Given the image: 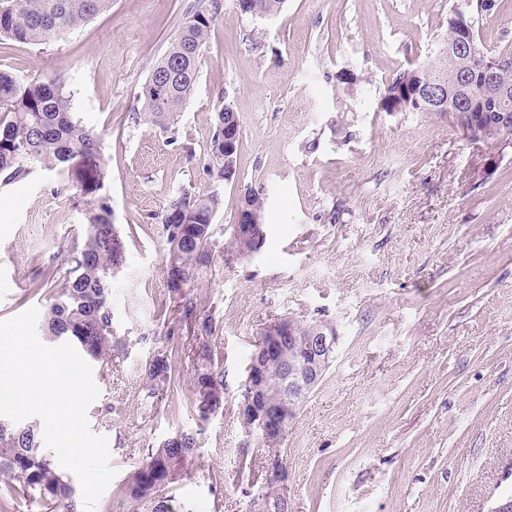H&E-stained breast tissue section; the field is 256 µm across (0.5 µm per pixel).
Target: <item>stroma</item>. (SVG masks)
Instances as JSON below:
<instances>
[{
  "label": "stroma",
  "instance_id": "35a3bbf8",
  "mask_svg": "<svg viewBox=\"0 0 512 512\" xmlns=\"http://www.w3.org/2000/svg\"><path fill=\"white\" fill-rule=\"evenodd\" d=\"M189 0H112L43 45H0V71L57 75L76 117L103 138L113 222L126 262L110 279L111 364L87 417L116 474L95 512H117L149 449L181 432L199 446L165 490L176 512H253L266 453L239 417L264 325L333 324L336 357L282 444L291 512H491L512 492V141L475 142L440 112H384L383 85L436 59L459 0H287L274 18L222 10L176 137L135 123L137 95ZM485 48L512 46V0L478 19ZM363 76L353 96L336 77ZM239 117L238 177L203 171L218 101ZM50 172L0 188V320L46 310L60 242L82 237L72 193ZM263 194L266 241L226 259L244 188ZM218 192V245L194 293L213 328L223 408L201 420L196 338L175 324L162 215L180 193ZM172 364L145 398L157 352ZM172 365L168 356L158 352L146 362L144 377L146 378V398L158 404L165 396L172 380Z\"/></svg>",
  "mask_w": 512,
  "mask_h": 512
}]
</instances>
